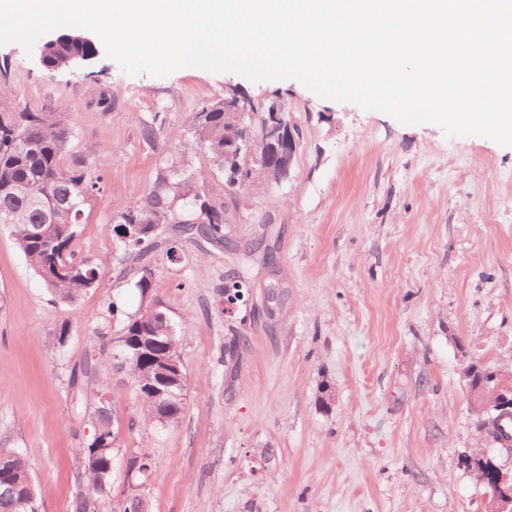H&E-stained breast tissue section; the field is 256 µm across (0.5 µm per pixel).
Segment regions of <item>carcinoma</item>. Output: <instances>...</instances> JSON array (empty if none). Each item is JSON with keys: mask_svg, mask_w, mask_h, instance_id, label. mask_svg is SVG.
Segmentation results:
<instances>
[{"mask_svg": "<svg viewBox=\"0 0 512 512\" xmlns=\"http://www.w3.org/2000/svg\"><path fill=\"white\" fill-rule=\"evenodd\" d=\"M93 46L60 39L50 45V68L70 67L75 55L91 56ZM13 89L7 72L0 71V224H6L29 266L46 287L62 302H73L98 279L97 268L78 258L74 243L79 236L82 206L89 195L102 190L101 178L86 177L82 169H67L63 156L69 141V128L61 112H16L12 106ZM194 135L185 143L184 153L203 152L217 165L242 168L255 167L245 160L224 159V144L233 141L234 128L224 121V101H205L193 116ZM69 194L75 206L71 218L48 219L47 212L53 200ZM206 196L196 178L188 176L181 165L171 162L160 168L153 187L145 200L135 209L122 211L112 217L116 249L126 259L141 266L137 287L141 295H148L156 303L153 310H138L127 315V321L117 337V351H133L135 336H152L158 346L140 354L127 365L125 372L133 379L142 401L143 414L148 420L165 426L177 421L184 405L185 388L172 381L156 389L159 377L158 354L179 357V340L184 322L176 320L161 296V284L154 278L150 254L157 248L151 230L160 216L170 218L181 232L193 239L214 245L224 243V210L215 206L206 212L195 203H204ZM137 222L144 225L138 234L128 235L125 225ZM221 295L230 304L246 302L248 285L240 276L233 275L221 288ZM472 377L469 388L487 392L501 388L497 373L475 364H469ZM503 414L493 409L483 423L486 433L502 447L509 449L501 433ZM83 468L79 478L86 486L77 501L79 512H101V505L110 496V475L113 450L94 456L90 448H80ZM144 469H152L151 455L142 452L133 457L129 470L146 479ZM3 479L14 486V493L0 494V512H16L19 496L36 498L25 459L10 454L0 467Z\"/></svg>", "mask_w": 512, "mask_h": 512, "instance_id": "obj_1", "label": "carcinoma"}]
</instances>
